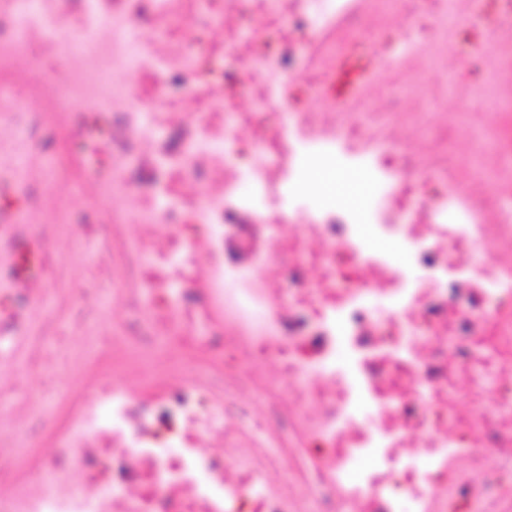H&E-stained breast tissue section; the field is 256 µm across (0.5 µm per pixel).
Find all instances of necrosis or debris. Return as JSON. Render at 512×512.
Returning a JSON list of instances; mask_svg holds the SVG:
<instances>
[{
  "mask_svg": "<svg viewBox=\"0 0 512 512\" xmlns=\"http://www.w3.org/2000/svg\"><path fill=\"white\" fill-rule=\"evenodd\" d=\"M470 2L0 0V368L32 353L0 386V512H512V114L468 109L512 102V0H484L495 59L452 20ZM351 36L396 92L281 89H322ZM452 64L478 85L427 83ZM59 163L128 316L109 335L74 294L100 357L51 418L29 330L57 334V270L30 227L72 203ZM316 166L373 192L325 197Z\"/></svg>",
  "mask_w": 512,
  "mask_h": 512,
  "instance_id": "4bbe7bcc",
  "label": "necrosis or debris"
}]
</instances>
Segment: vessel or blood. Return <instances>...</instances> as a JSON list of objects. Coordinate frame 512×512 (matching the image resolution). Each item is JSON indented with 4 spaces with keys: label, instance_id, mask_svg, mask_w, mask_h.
I'll list each match as a JSON object with an SVG mask.
<instances>
[{
    "label": "vessel or blood",
    "instance_id": "b4317fda",
    "mask_svg": "<svg viewBox=\"0 0 512 512\" xmlns=\"http://www.w3.org/2000/svg\"><path fill=\"white\" fill-rule=\"evenodd\" d=\"M377 68L371 51L362 42H354L336 61L326 84V99L338 109H348L373 81Z\"/></svg>",
    "mask_w": 512,
    "mask_h": 512
}]
</instances>
